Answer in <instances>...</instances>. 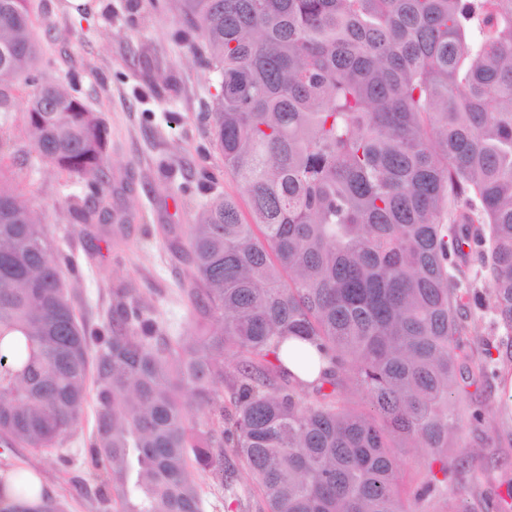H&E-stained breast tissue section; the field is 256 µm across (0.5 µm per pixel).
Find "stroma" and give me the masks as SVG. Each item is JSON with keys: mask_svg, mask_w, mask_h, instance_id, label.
<instances>
[{"mask_svg": "<svg viewBox=\"0 0 512 512\" xmlns=\"http://www.w3.org/2000/svg\"><path fill=\"white\" fill-rule=\"evenodd\" d=\"M170 2L87 0L75 14L68 0H30L41 70L74 79L83 103L109 128L110 200L134 214L118 244L98 240L93 228H82L69 214L68 197L90 193L85 180L45 163L31 165L27 87L13 89L10 118L0 119V170L11 176L60 251L73 258L63 279L78 320L91 330L107 324L113 290L132 281L168 335H188L193 315L179 289L186 256L171 251L167 237L188 243L196 213L216 195L247 203L204 120L214 89L201 42ZM503 382L477 386L488 411L483 424L460 415L448 456L460 458L461 468L449 471L443 493L416 498L428 452H400L399 484L410 512H512V415L497 414L507 399ZM95 422L90 397L72 438L46 451L0 447V471L19 467L39 474L66 512H116V504L98 501V469L90 455Z\"/></svg>", "mask_w": 512, "mask_h": 512, "instance_id": "obj_1", "label": "stroma"}]
</instances>
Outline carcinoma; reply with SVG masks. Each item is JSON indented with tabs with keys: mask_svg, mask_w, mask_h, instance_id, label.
<instances>
[{
	"mask_svg": "<svg viewBox=\"0 0 512 512\" xmlns=\"http://www.w3.org/2000/svg\"><path fill=\"white\" fill-rule=\"evenodd\" d=\"M176 7L214 74L212 139L251 223L228 196L197 214L183 292L198 321L175 347L128 285L104 329L81 324L73 260L0 180V443L63 444L91 377V447L119 512H204L192 465L240 512L255 495L263 512H407L398 448L448 473L460 395L498 375L490 351L466 350L481 282L512 361V0ZM38 55L28 0H0V112L14 82L31 86L32 151L88 181L96 195L69 212L110 235L107 128L72 80L35 75ZM291 340L328 362L310 384L278 357ZM191 404L217 418L188 425Z\"/></svg>",
	"mask_w": 512,
	"mask_h": 512,
	"instance_id": "cac0c4a2",
	"label": "carcinoma"
}]
</instances>
